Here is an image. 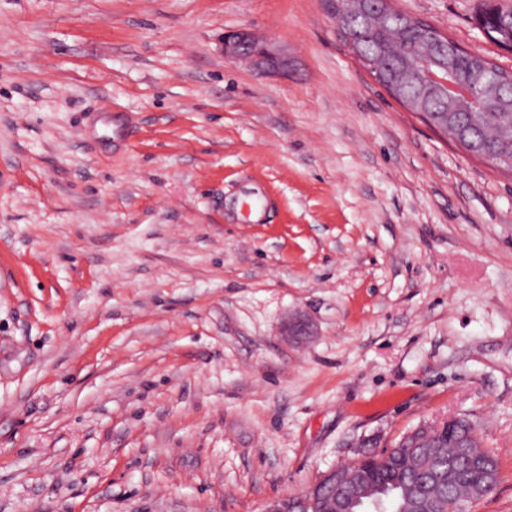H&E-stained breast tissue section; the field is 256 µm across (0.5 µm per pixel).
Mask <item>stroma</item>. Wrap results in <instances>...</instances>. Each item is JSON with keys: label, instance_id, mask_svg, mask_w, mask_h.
Instances as JSON below:
<instances>
[{"label": "stroma", "instance_id": "1", "mask_svg": "<svg viewBox=\"0 0 512 512\" xmlns=\"http://www.w3.org/2000/svg\"><path fill=\"white\" fill-rule=\"evenodd\" d=\"M392 5L512 69L481 0ZM454 417L500 465L468 512H512V171L327 0H0V512H264ZM222 44L225 58L248 62L260 76H284L290 70L288 55L268 42L259 41L249 30L224 35Z\"/></svg>", "mask_w": 512, "mask_h": 512}]
</instances>
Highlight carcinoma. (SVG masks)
Listing matches in <instances>:
<instances>
[{"label": "carcinoma", "mask_w": 512, "mask_h": 512, "mask_svg": "<svg viewBox=\"0 0 512 512\" xmlns=\"http://www.w3.org/2000/svg\"><path fill=\"white\" fill-rule=\"evenodd\" d=\"M350 0H341L346 22L355 33V51L359 57L374 62L379 80L386 84L392 76H403L399 99L410 109L418 107L436 121L448 112L468 122L467 113L448 104V94L429 86L419 70L416 57H428L448 69L457 79L471 81L486 72L491 63L480 53L464 52L451 38H445L424 24H410L406 15L385 6V15L349 8ZM512 14V6L501 0H483L476 17L480 30L495 40L502 24ZM484 107L476 110L471 123L470 139L495 163L507 165L512 158V76L502 77L497 89L484 92ZM479 437L466 418L456 420L442 435L422 442L415 448H393L390 452L372 453L357 459L345 469L358 474L373 486V492L395 495L394 512H456L460 501L476 503L495 490L499 480V463L488 448L479 447ZM475 454L487 460L493 478L467 461Z\"/></svg>", "instance_id": "cac0c4a2"}]
</instances>
